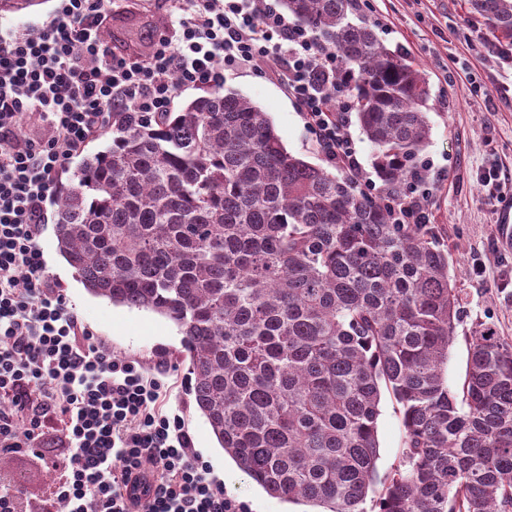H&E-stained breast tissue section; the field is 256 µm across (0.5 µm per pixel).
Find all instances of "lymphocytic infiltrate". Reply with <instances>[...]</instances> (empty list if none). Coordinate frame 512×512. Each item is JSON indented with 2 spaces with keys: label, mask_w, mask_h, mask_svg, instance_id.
Segmentation results:
<instances>
[{
  "label": "lymphocytic infiltrate",
  "mask_w": 512,
  "mask_h": 512,
  "mask_svg": "<svg viewBox=\"0 0 512 512\" xmlns=\"http://www.w3.org/2000/svg\"><path fill=\"white\" fill-rule=\"evenodd\" d=\"M169 31L135 58L102 38L105 0H59L37 35H0V453L48 457L59 475L31 499L0 473V512H246L167 411L170 368L117 354L49 279L39 240L69 161L116 112L171 111L178 88L219 87L228 67L270 74L299 104L328 163L359 172L335 86V56L277 0H166ZM39 111L44 133L26 125ZM146 497L125 499L130 478Z\"/></svg>",
  "instance_id": "obj_1"
}]
</instances>
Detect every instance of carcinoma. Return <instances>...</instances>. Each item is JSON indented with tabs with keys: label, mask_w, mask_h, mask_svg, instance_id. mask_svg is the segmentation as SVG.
<instances>
[{
	"label": "carcinoma",
	"mask_w": 512,
	"mask_h": 512,
	"mask_svg": "<svg viewBox=\"0 0 512 512\" xmlns=\"http://www.w3.org/2000/svg\"><path fill=\"white\" fill-rule=\"evenodd\" d=\"M41 0H0V15ZM512 48V0H468ZM336 56V90L392 191L314 166L268 113L208 92L119 112L57 199V249L92 295L182 334L194 408L265 491L323 512H512V342L478 322L462 389L445 368L462 318L434 224L391 204L431 137L427 75L357 0H279ZM402 461L379 476L382 392Z\"/></svg>",
	"instance_id": "1"
}]
</instances>
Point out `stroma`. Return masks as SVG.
<instances>
[{
  "label": "stroma",
  "instance_id": "1",
  "mask_svg": "<svg viewBox=\"0 0 512 512\" xmlns=\"http://www.w3.org/2000/svg\"><path fill=\"white\" fill-rule=\"evenodd\" d=\"M362 14L379 38L400 46L428 74L432 89L431 140L419 160L431 223L448 250L450 274L465 317L448 353L445 374L451 389L465 379L469 341L477 322L491 323L512 340V240L499 234V200L487 196L478 173L489 162L512 172V60L487 42L468 0H363ZM163 27L161 9L144 0H111L105 35L113 52L137 57ZM224 90L250 99L268 112L287 149L311 164L324 165L314 135L296 101L272 79L250 70H224ZM46 269L75 310L117 353L152 363H171L167 407L182 411L195 452L208 463L227 494L247 512H305L304 505L270 496L247 478L220 448L209 424L193 407L181 334L168 318L145 309L112 305L91 295L60 256L54 225L41 237ZM403 427L390 398L377 419L379 473L400 461Z\"/></svg>",
  "mask_w": 512,
  "mask_h": 512
}]
</instances>
